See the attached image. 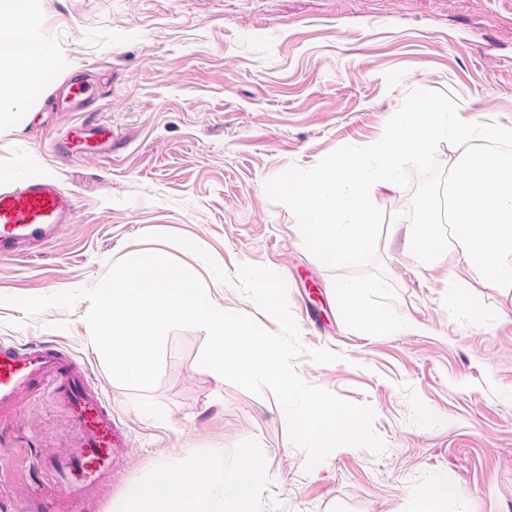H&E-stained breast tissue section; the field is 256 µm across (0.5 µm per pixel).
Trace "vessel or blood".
Masks as SVG:
<instances>
[{"label":"vessel or blood","instance_id":"1","mask_svg":"<svg viewBox=\"0 0 512 512\" xmlns=\"http://www.w3.org/2000/svg\"><path fill=\"white\" fill-rule=\"evenodd\" d=\"M88 82L70 80L59 97L65 112L85 111ZM112 132L88 125L58 144L60 154L92 151L102 156ZM74 213L72 197L50 180H34L0 191V256H30L37 243L53 238ZM48 388L67 410L74 433L65 452L43 454L42 477L26 512H83L92 492L111 484L113 467L130 448L129 434L79 362L46 342L23 346L0 342V429L13 420L21 401Z\"/></svg>","mask_w":512,"mask_h":512}]
</instances>
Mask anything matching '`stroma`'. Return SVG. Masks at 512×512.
<instances>
[{"mask_svg": "<svg viewBox=\"0 0 512 512\" xmlns=\"http://www.w3.org/2000/svg\"><path fill=\"white\" fill-rule=\"evenodd\" d=\"M37 33L60 60L33 85L31 111L0 128V186L52 179L75 211L38 254L0 257V297L90 287L110 262L159 250L199 274L225 310L275 332L236 287L217 286L199 257L160 236L195 242L232 277L242 264L267 267L286 283L305 349L297 374L370 406L385 444L378 454L335 449L312 477L272 391L253 394L200 365L203 330L171 332L157 383L137 391L91 343L87 301L36 319L0 304V341L69 352L131 436L87 512H113L132 480L179 450L222 449L232 476L245 434L270 478L264 512H410L407 487L435 477L460 490L456 512H512V298L474 288L473 312L459 311L445 285L460 263L419 265L385 243L419 172L409 169V187L378 189L383 238L363 267L323 265L265 191L289 167L376 143L414 88L467 99L466 122L512 127V0H41ZM89 70L90 113L56 111L54 89ZM87 117L111 126V155H54L49 142ZM339 281L413 330L368 334L336 301ZM314 348L339 359L315 363ZM69 435L50 394L23 402L0 433V512H20L38 457L64 450Z\"/></svg>", "mask_w": 512, "mask_h": 512, "instance_id": "35a3bbf8", "label": "stroma"}]
</instances>
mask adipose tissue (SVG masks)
<instances>
[{"instance_id": "obj_1", "label": "adipose tissue", "mask_w": 512, "mask_h": 512, "mask_svg": "<svg viewBox=\"0 0 512 512\" xmlns=\"http://www.w3.org/2000/svg\"><path fill=\"white\" fill-rule=\"evenodd\" d=\"M38 3L0 0V127L29 111L30 90L52 64L50 51L31 35ZM336 296L367 332H395L382 304L363 300L353 284L338 282ZM223 471L220 450L173 454L127 486L120 512H262L268 473L250 437L239 441L235 471L224 482V503L219 506L211 499V489ZM456 496V488L440 477L407 490L416 512H448Z\"/></svg>"}]
</instances>
